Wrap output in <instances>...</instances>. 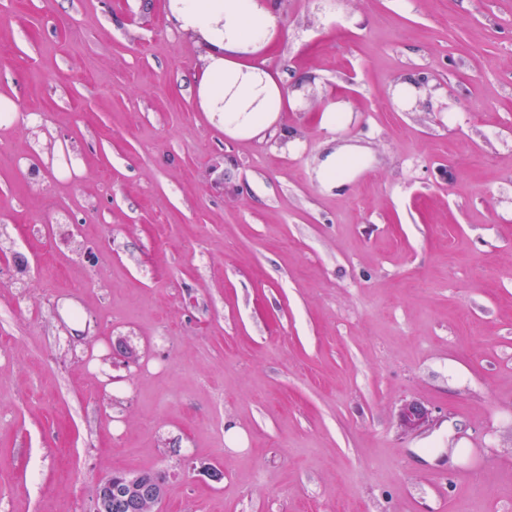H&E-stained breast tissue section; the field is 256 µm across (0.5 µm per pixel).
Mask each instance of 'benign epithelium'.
I'll return each instance as SVG.
<instances>
[{
  "label": "benign epithelium",
  "instance_id": "1",
  "mask_svg": "<svg viewBox=\"0 0 512 512\" xmlns=\"http://www.w3.org/2000/svg\"><path fill=\"white\" fill-rule=\"evenodd\" d=\"M401 427L416 431L430 423V412L422 404L409 401L398 412ZM164 500L161 483L145 484L140 478L123 474L102 483L95 494V512H146Z\"/></svg>",
  "mask_w": 512,
  "mask_h": 512
}]
</instances>
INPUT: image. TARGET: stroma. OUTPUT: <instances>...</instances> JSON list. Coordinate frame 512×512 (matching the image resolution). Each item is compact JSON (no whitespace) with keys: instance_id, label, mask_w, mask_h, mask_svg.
<instances>
[{"instance_id":"1","label":"stroma","mask_w":512,"mask_h":512,"mask_svg":"<svg viewBox=\"0 0 512 512\" xmlns=\"http://www.w3.org/2000/svg\"><path fill=\"white\" fill-rule=\"evenodd\" d=\"M163 4L0 0V512H512V0H274L244 140ZM348 158H354V153L350 151L336 150L335 153L328 155L323 167L324 180L336 186L348 181L355 176L354 166H344V161ZM398 417L400 425L405 431L419 430L432 421L429 410L415 401L402 404L399 408ZM144 482H153L158 479L159 473H137ZM113 474L114 479L102 483L95 494V512H116L127 510L131 512H144L150 508L158 511L164 500L163 489L160 482L145 484L139 477L128 474ZM124 486L134 488L138 494L134 497L125 493Z\"/></svg>"}]
</instances>
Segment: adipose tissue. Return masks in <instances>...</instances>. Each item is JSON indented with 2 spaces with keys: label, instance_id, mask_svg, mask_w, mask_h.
Returning <instances> with one entry per match:
<instances>
[{
  "label": "adipose tissue",
  "instance_id": "adipose-tissue-1",
  "mask_svg": "<svg viewBox=\"0 0 512 512\" xmlns=\"http://www.w3.org/2000/svg\"><path fill=\"white\" fill-rule=\"evenodd\" d=\"M167 20L205 46L195 91L202 111L234 139L281 120L284 92L257 53L279 31L272 0H166Z\"/></svg>",
  "mask_w": 512,
  "mask_h": 512
}]
</instances>
